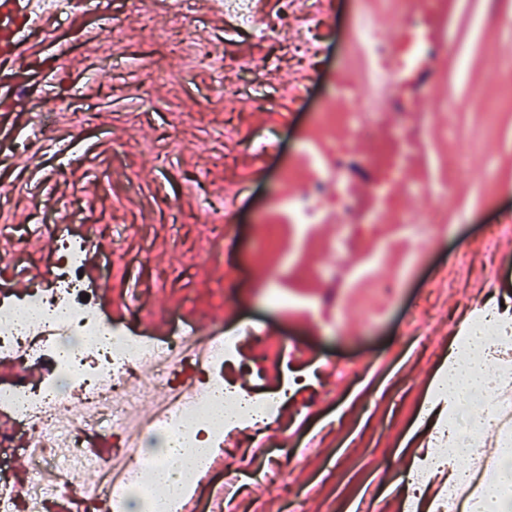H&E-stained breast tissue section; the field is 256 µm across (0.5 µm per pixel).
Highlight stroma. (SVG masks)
I'll return each mask as SVG.
<instances>
[{
    "instance_id": "1",
    "label": "stroma",
    "mask_w": 512,
    "mask_h": 512,
    "mask_svg": "<svg viewBox=\"0 0 512 512\" xmlns=\"http://www.w3.org/2000/svg\"><path fill=\"white\" fill-rule=\"evenodd\" d=\"M355 9L338 0V32L305 75L271 64L275 45L197 0H86L79 17L46 15L29 31L42 67L26 70L14 115L0 117V226L27 231L29 253L16 271L14 243L0 239V282L47 278L55 241L33 234L39 212L88 236L89 268L110 262L103 301L116 323L154 338L172 317L237 332L241 387L307 374L283 410L292 426L269 430L254 458L265 478L237 491L236 512H282L291 496L304 512H374L400 496L447 425L430 405L464 326L489 306L512 318V258L498 257L512 235L495 230L512 225V0H443L433 25L456 51L436 49L404 90L424 105V145L387 190L453 231L418 247L403 285L404 244L385 213L339 258L333 214L297 254L285 239L265 246L267 225L288 230L283 200L310 188L316 145L345 142L353 163L370 151L320 120L350 108L334 86L359 81L342 64ZM145 11L158 41L140 35ZM52 96L68 107L45 146L18 116H40ZM259 97L272 107H255ZM439 180L451 194L432 190ZM91 224L112 231L91 235Z\"/></svg>"
}]
</instances>
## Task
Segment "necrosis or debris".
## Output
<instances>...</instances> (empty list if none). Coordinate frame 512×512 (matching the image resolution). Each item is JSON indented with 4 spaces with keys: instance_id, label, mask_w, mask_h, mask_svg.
<instances>
[{
    "instance_id": "4bbe7bcc",
    "label": "necrosis or debris",
    "mask_w": 512,
    "mask_h": 512,
    "mask_svg": "<svg viewBox=\"0 0 512 512\" xmlns=\"http://www.w3.org/2000/svg\"><path fill=\"white\" fill-rule=\"evenodd\" d=\"M436 3L426 0V11L420 12L411 0H390L389 9L402 26L398 41H385L371 19L359 15L346 43L347 62L362 60L366 76L359 84L342 87L355 107L336 121L373 139L366 165L381 170L388 182L402 175L410 145L392 130L378 135L376 115L387 97L407 109L402 90L431 57L435 33L429 13ZM224 9L258 38L278 41V24L259 14L253 0H225ZM340 204L351 224H372L379 210L390 211L398 229L415 241L448 230L430 215L409 214L380 190L372 202L344 198ZM86 248L73 235H57L59 259L50 286L21 297L0 295V361L24 367L0 383V412L13 422L11 431L0 430V512L17 507L11 483L14 456L29 462L34 498L53 497L63 487L75 499L77 512H128L130 493L142 484L143 449L149 439L178 434L185 442L220 448L225 431L242 424H272L280 408L279 393L257 397L225 384L224 362L240 342L237 334L198 336L185 332L178 320L166 336L156 339L113 324L96 288L97 280L109 278L110 266L102 264L96 278L86 276ZM143 364L154 370L157 396L152 417L133 433L129 422L138 407ZM95 432L111 441L107 457L86 452ZM76 461L95 472V485L75 480ZM469 461V469L449 480L438 512H459L464 495L478 494L490 470L506 469L512 485L511 458L490 460L479 450ZM49 470L56 472L57 483L43 481Z\"/></svg>"
}]
</instances>
